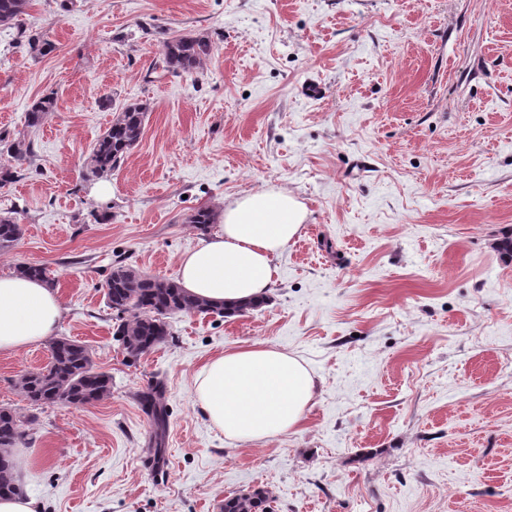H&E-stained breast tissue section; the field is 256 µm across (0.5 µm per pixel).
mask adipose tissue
<instances>
[{"instance_id":"adipose-tissue-1","label":"adipose tissue","mask_w":512,"mask_h":512,"mask_svg":"<svg viewBox=\"0 0 512 512\" xmlns=\"http://www.w3.org/2000/svg\"><path fill=\"white\" fill-rule=\"evenodd\" d=\"M218 229L179 260V286L213 305L266 299L275 259L296 238L306 212L288 192L261 190L226 203ZM63 316L57 290L20 274L0 276V354H16L49 339ZM316 381L295 356L256 343L207 362L196 376L195 399L226 438L258 442L295 428Z\"/></svg>"}]
</instances>
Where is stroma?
Instances as JSON below:
<instances>
[{
  "label": "stroma",
  "mask_w": 512,
  "mask_h": 512,
  "mask_svg": "<svg viewBox=\"0 0 512 512\" xmlns=\"http://www.w3.org/2000/svg\"><path fill=\"white\" fill-rule=\"evenodd\" d=\"M184 34L210 42L203 66L155 69ZM31 36L54 51L31 55ZM46 95L54 112L27 126ZM134 102L140 142L88 176ZM21 134L29 161L0 152L22 228L0 275L45 267L58 336L112 378L93 404L33 406L16 382L49 343L0 355L18 484L43 512H220L258 488L275 512H512V0H30L23 27L0 26V137ZM260 189L307 210L269 301L173 315L165 344L128 356L112 268L177 280L205 237L190 216ZM255 342L303 361L316 393L296 428L250 443L213 428L193 378ZM157 379L161 464L139 400ZM147 103H130L112 119L111 125L98 137L85 161L86 174L96 177L112 172L139 142Z\"/></svg>",
  "instance_id": "35a3bbf8"
}]
</instances>
